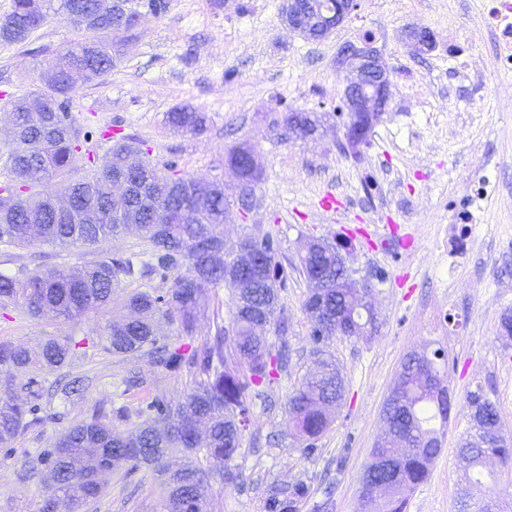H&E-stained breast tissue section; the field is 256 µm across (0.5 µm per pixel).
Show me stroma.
<instances>
[{"label":"stroma","instance_id":"35a3bbf8","mask_svg":"<svg viewBox=\"0 0 512 512\" xmlns=\"http://www.w3.org/2000/svg\"><path fill=\"white\" fill-rule=\"evenodd\" d=\"M358 7L327 39L309 41L281 16L283 0H170L164 17L141 18L126 37L117 65L72 93L73 110L87 117L83 147L103 164L104 126L135 138L160 173L176 164L180 176L224 186L231 210L224 223V249L245 236L272 234L287 275L277 312L265 333L287 346L288 366L251 405V423L239 463L238 486L210 481L204 495L211 512H263L274 485L299 480L310 495L298 512H357L362 473L384 429L383 407L400 365L411 352L443 349L453 407L441 427L442 451L406 512H459L458 441L471 428L467 394L486 387L504 425L512 430V340L500 337V319L512 310V74L497 72L484 0H357ZM425 27L435 47L414 54L403 34ZM371 35L390 70L387 111L358 154L340 150L344 130L332 112L343 91L336 55L345 44ZM456 35L468 53L467 69L448 54ZM87 34L62 17H51L22 44L0 43V95H17L44 84L49 62ZM326 116L314 139L285 135L282 106ZM189 106L207 115L205 130L177 133L166 115ZM252 148L259 178L248 208L238 203V179L227 165L231 148ZM494 189L471 200L478 179ZM333 191L343 202L323 213L318 199ZM471 208L467 243L449 244L454 214ZM325 240L344 244L343 255L357 283H368L378 316L372 340L338 336L324 348L312 340L303 309L309 284L299 270L306 246ZM145 260L149 245L137 231L96 249L37 243H0V273L38 266L73 268L100 257ZM166 281L122 282L108 307L79 320L30 317L24 309H0V342L38 350L51 336L80 343L69 368L85 377L82 397L50 394L54 371L30 368L0 374V389L21 391L41 384L44 423L0 446V512H42L56 496L48 469L19 480L20 471L58 433L98 413L127 408L117 431L136 432L140 412L154 398L178 399L193 381L188 367L165 370L146 356L113 355L104 348L106 326L126 315L131 293H165ZM232 326L229 289H210L198 323L197 342ZM330 356L345 384L331 423L314 454L286 424L289 394L311 371L319 353ZM140 382L128 385L130 373ZM166 476L142 466L117 471L81 512H162Z\"/></svg>","mask_w":512,"mask_h":512}]
</instances>
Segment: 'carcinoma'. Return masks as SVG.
I'll return each mask as SVG.
<instances>
[{"mask_svg": "<svg viewBox=\"0 0 512 512\" xmlns=\"http://www.w3.org/2000/svg\"><path fill=\"white\" fill-rule=\"evenodd\" d=\"M123 24L137 26L140 4L155 5L154 16H165L168 0H124ZM96 0H13L11 11L0 18V42L22 44L50 17L60 16L74 26L78 17L91 14ZM112 12L100 14L90 37L58 52L52 60L56 79L43 88L13 97L6 113L13 147L4 165L11 183L0 186V242L25 247L36 241L99 247L121 231L135 226L151 246L152 262L136 265L132 258H102L85 262L76 270L45 267L25 269L17 275L0 274V306H18L33 317L52 313L75 319L96 311L112 300V291L123 280L159 276L171 281L169 291L154 296L137 292L128 296L132 316L106 327L105 349L115 355L142 353L150 363L164 369L186 365L196 372L190 391L178 400L156 398L146 407L148 419L138 433L125 437L111 424L95 416L65 427L54 445L44 449L39 462L57 474L58 497L43 512H79L86 501L97 497L103 477L120 468L141 465L159 467L164 457L181 450L187 461L168 472L164 512H208L200 487L218 475L225 485L243 480L232 461L242 453L247 427L249 391L261 388L285 368L286 351H272L260 329L274 318L279 291L285 279L279 276L278 244L270 234L247 237V252L224 258V220L228 203L222 185L195 178L165 176L148 161L139 163L134 185L120 198L113 189L130 157L139 152L132 140L107 128L101 137L110 143L105 164L78 179V169L91 168L94 159L82 152V132L87 118L71 111V93L86 82L112 71L119 61V42L112 34ZM322 127L316 112L284 108L283 125L295 117ZM206 115L190 107L167 113V123L181 134H198L206 128ZM69 191L83 206L95 208L102 218L95 224H73L56 213L58 190ZM262 260L263 278L253 275L233 292V336L229 350L224 337L211 344L191 343L205 290L224 284V266ZM302 268L310 280L326 278L328 288H313L303 303L312 323V339L320 345L334 337L370 338L362 326L364 310L370 307L368 291L354 287L342 272L340 254L326 243L304 254ZM177 322L179 344L156 335L158 312ZM76 343L69 336H50L39 358L28 349L0 342V372L22 371L39 365L49 371L64 367ZM344 383L331 362L320 359L319 368L308 373L288 396L287 424L306 442L304 451L315 450V441L328 428L326 406L342 399ZM40 393L28 391L20 398L9 390L0 394V444H7L32 424L43 422ZM475 438L464 440L458 455L463 462L461 499L465 512L469 490L479 484L478 474L486 460H512V436L504 431L496 403L483 387L467 395ZM452 409L447 373L435 357L408 354L385 405L390 431L371 451L360 487L366 512H406L411 494L429 475L440 454L435 420L446 422ZM310 494V485L300 482L290 488H272L266 512H297Z\"/></svg>", "mask_w": 512, "mask_h": 512, "instance_id": "cac0c4a2", "label": "carcinoma"}]
</instances>
